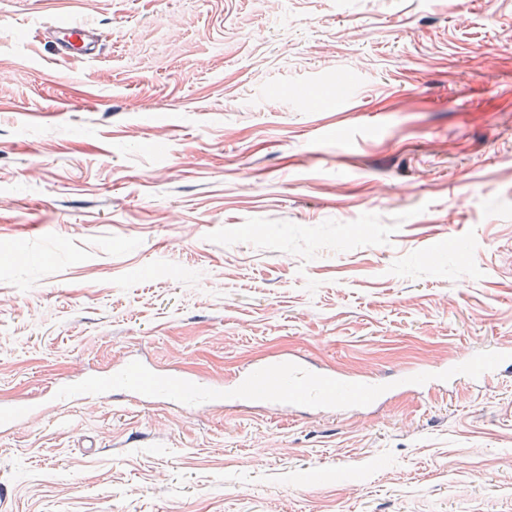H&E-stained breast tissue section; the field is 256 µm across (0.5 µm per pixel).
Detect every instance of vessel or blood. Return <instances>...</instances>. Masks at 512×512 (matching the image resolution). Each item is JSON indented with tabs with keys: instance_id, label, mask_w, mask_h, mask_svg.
<instances>
[{
	"instance_id": "1",
	"label": "vessel or blood",
	"mask_w": 512,
	"mask_h": 512,
	"mask_svg": "<svg viewBox=\"0 0 512 512\" xmlns=\"http://www.w3.org/2000/svg\"><path fill=\"white\" fill-rule=\"evenodd\" d=\"M48 32L65 57L84 61L99 51V38L93 27L65 23L49 27ZM511 365V350L493 348L480 356L462 359L454 373L457 378L480 383ZM382 390L375 379L324 372L293 355L251 363L227 392L203 379L161 375L143 362L132 361L109 376H88L77 384L59 387L54 398L67 405L112 392L138 402H163L180 409L217 405L228 397L260 405L321 409L339 404L366 407L379 398Z\"/></svg>"
}]
</instances>
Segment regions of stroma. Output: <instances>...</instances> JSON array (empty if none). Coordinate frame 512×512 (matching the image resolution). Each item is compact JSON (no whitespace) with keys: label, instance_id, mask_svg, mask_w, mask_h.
Here are the masks:
<instances>
[{"label":"stroma","instance_id":"stroma-1","mask_svg":"<svg viewBox=\"0 0 512 512\" xmlns=\"http://www.w3.org/2000/svg\"><path fill=\"white\" fill-rule=\"evenodd\" d=\"M93 25L65 59L45 27ZM512 349V0H0V512H512V368L370 408L46 406ZM94 448H86V440ZM117 393L138 402H163L180 409H191L224 402V389L204 379L161 375L149 365L131 361L109 376H88L74 385L59 387L55 401L75 404L103 393Z\"/></svg>","mask_w":512,"mask_h":512}]
</instances>
